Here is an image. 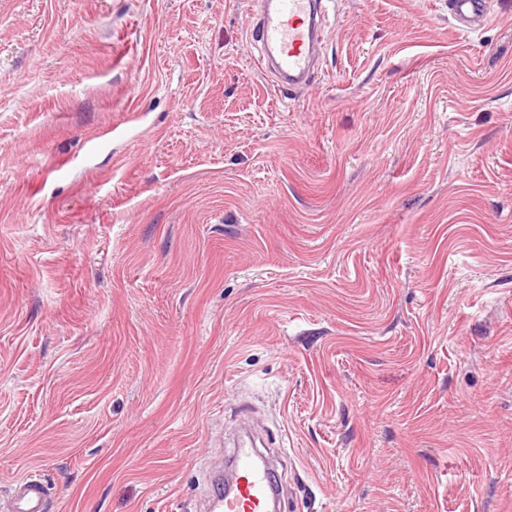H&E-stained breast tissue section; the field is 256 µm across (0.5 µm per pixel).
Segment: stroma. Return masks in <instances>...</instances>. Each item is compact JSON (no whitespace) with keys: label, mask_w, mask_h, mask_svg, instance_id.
<instances>
[{"label":"stroma","mask_w":512,"mask_h":512,"mask_svg":"<svg viewBox=\"0 0 512 512\" xmlns=\"http://www.w3.org/2000/svg\"><path fill=\"white\" fill-rule=\"evenodd\" d=\"M278 85L249 0H0V499L512 512V0H326ZM448 5L459 31L473 32L486 26L488 16L483 0H448ZM233 483L212 499L210 512H267L280 510L278 484L267 459L259 454L248 436L232 448ZM46 488L42 481L28 477L22 479L12 491L5 506V512H43Z\"/></svg>","instance_id":"stroma-1"}]
</instances>
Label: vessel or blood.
Returning <instances> with one entry per match:
<instances>
[{
	"mask_svg": "<svg viewBox=\"0 0 512 512\" xmlns=\"http://www.w3.org/2000/svg\"><path fill=\"white\" fill-rule=\"evenodd\" d=\"M451 18L459 31L472 32L486 26L483 0H448ZM253 24L248 38L259 47L261 63H273L281 79L291 83L310 78L316 49L315 0H251ZM233 482L216 494L210 512H279L281 501L273 471L250 437H241L231 454ZM46 488L28 477L14 488L0 512H43Z\"/></svg>",
	"mask_w": 512,
	"mask_h": 512,
	"instance_id": "1",
	"label": "vessel or blood"
}]
</instances>
